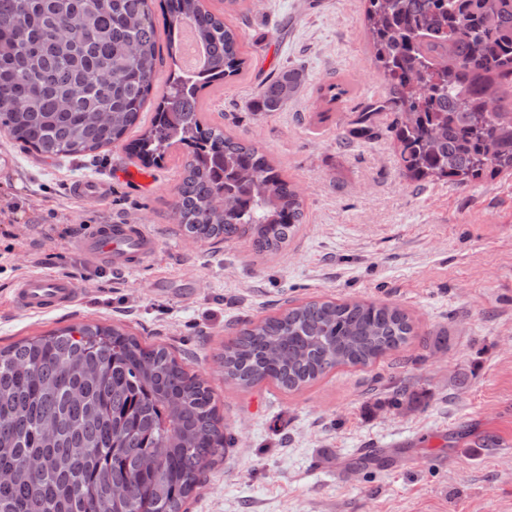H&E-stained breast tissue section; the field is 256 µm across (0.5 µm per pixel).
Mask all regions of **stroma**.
I'll list each match as a JSON object with an SVG mask.
<instances>
[{
    "label": "stroma",
    "instance_id": "1",
    "mask_svg": "<svg viewBox=\"0 0 512 512\" xmlns=\"http://www.w3.org/2000/svg\"><path fill=\"white\" fill-rule=\"evenodd\" d=\"M207 6L238 33L246 65L201 92V116L257 144L298 185L303 224L274 255L245 239L194 242L175 214L187 149L146 168L120 145L54 162L0 132V347L114 323L186 358L237 439L207 468L190 512H512V176L416 183L386 132L392 113L378 116L375 137L361 134L359 112L387 92L365 0H247L230 14L222 0ZM285 69L300 76L296 94L280 111H255L261 85ZM331 83L347 92L328 103L319 89ZM88 179L109 181L101 203L70 194ZM117 223L146 225L155 255L114 267L75 250L92 225ZM28 273L73 278L74 302L16 311L13 289ZM319 299L397 304L415 333L371 366L335 368L295 392L225 381L218 358L240 329ZM397 386L411 401L396 410L387 399ZM464 428L487 445L463 437L437 456L444 435ZM370 447L408 454L349 471Z\"/></svg>",
    "mask_w": 512,
    "mask_h": 512
}]
</instances>
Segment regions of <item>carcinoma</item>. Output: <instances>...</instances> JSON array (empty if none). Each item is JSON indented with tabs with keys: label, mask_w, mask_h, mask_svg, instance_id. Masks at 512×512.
Returning <instances> with one entry per match:
<instances>
[{
	"label": "carcinoma",
	"mask_w": 512,
	"mask_h": 512,
	"mask_svg": "<svg viewBox=\"0 0 512 512\" xmlns=\"http://www.w3.org/2000/svg\"><path fill=\"white\" fill-rule=\"evenodd\" d=\"M166 2L167 30L190 22L208 66L169 76L127 153L150 165L184 146L182 233L246 237L276 254L304 220L298 186L199 116V90L244 65L238 34L204 0ZM364 25L387 94L358 121L372 136L373 115H395L404 176L456 186L512 176V0H367ZM159 61L148 0H0V131L43 158L122 142ZM298 82L282 71L255 110H280ZM413 333L396 305L315 300L249 323L220 365L243 390L297 391L336 367L369 366ZM235 444L207 381L119 326L82 323L0 348V512H184L209 460Z\"/></svg>",
	"instance_id": "obj_1"
}]
</instances>
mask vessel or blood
<instances>
[{
    "label": "vessel or blood",
    "mask_w": 512,
    "mask_h": 512,
    "mask_svg": "<svg viewBox=\"0 0 512 512\" xmlns=\"http://www.w3.org/2000/svg\"><path fill=\"white\" fill-rule=\"evenodd\" d=\"M156 245L142 224H97L77 243L85 256L117 267L144 260L154 253ZM77 292L72 278L34 273L16 283L13 302L26 313L43 314L70 304Z\"/></svg>",
    "instance_id": "obj_1"
}]
</instances>
